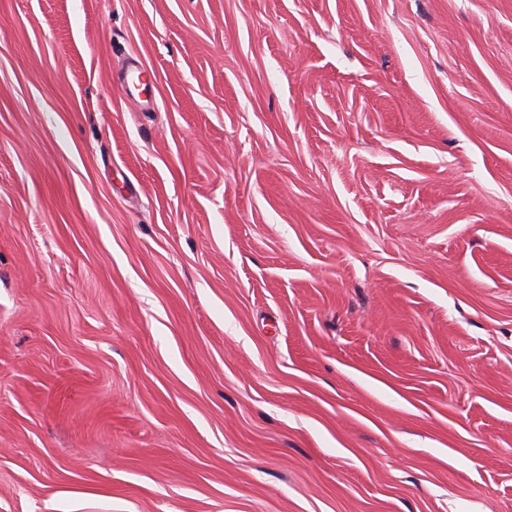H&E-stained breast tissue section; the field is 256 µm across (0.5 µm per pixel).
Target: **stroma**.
I'll use <instances>...</instances> for the list:
<instances>
[{
	"label": "stroma",
	"instance_id": "1",
	"mask_svg": "<svg viewBox=\"0 0 512 512\" xmlns=\"http://www.w3.org/2000/svg\"><path fill=\"white\" fill-rule=\"evenodd\" d=\"M74 490L512 512V0H0V512Z\"/></svg>",
	"mask_w": 512,
	"mask_h": 512
}]
</instances>
